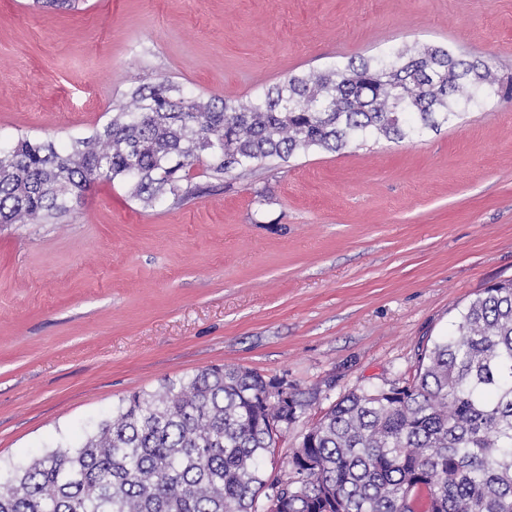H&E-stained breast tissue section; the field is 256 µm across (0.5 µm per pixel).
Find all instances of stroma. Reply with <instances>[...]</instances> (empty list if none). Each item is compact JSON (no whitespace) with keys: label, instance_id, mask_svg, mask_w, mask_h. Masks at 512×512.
<instances>
[{"label":"stroma","instance_id":"stroma-1","mask_svg":"<svg viewBox=\"0 0 512 512\" xmlns=\"http://www.w3.org/2000/svg\"><path fill=\"white\" fill-rule=\"evenodd\" d=\"M445 44L512 75V0H0V139L68 143L166 76L247 100L290 73ZM146 206L98 181L46 224L0 226V463L79 442L131 393L229 365L317 392L411 381L458 307L512 279V100L400 142L245 175L193 166Z\"/></svg>","mask_w":512,"mask_h":512}]
</instances>
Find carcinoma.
Returning <instances> with one entry per match:
<instances>
[{
	"label": "carcinoma",
	"mask_w": 512,
	"mask_h": 512,
	"mask_svg": "<svg viewBox=\"0 0 512 512\" xmlns=\"http://www.w3.org/2000/svg\"><path fill=\"white\" fill-rule=\"evenodd\" d=\"M509 98L512 80L445 45L290 74L245 102L163 78L63 148L23 134L0 145V224L64 216L101 179L146 205L181 203L200 162L222 177L399 141ZM417 363L402 386L345 394L272 481L270 425L293 426L306 392L276 400L273 379L226 365L167 380L124 397L79 445L7 468L0 512H512V280L463 306Z\"/></svg>",
	"instance_id": "cac0c4a2"
}]
</instances>
